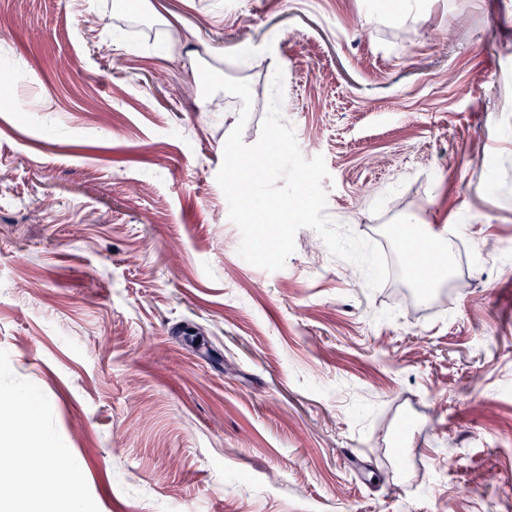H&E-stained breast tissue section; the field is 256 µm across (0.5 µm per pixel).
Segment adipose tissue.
<instances>
[{
    "label": "adipose tissue",
    "instance_id": "ef3b65f1",
    "mask_svg": "<svg viewBox=\"0 0 512 512\" xmlns=\"http://www.w3.org/2000/svg\"><path fill=\"white\" fill-rule=\"evenodd\" d=\"M0 431L23 442L20 453L0 452V512H48L40 489L58 482L66 451L40 434L33 417L0 416Z\"/></svg>",
    "mask_w": 512,
    "mask_h": 512
}]
</instances>
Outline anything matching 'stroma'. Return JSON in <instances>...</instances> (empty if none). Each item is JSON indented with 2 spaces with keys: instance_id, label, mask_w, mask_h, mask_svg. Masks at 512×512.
I'll list each match as a JSON object with an SVG mask.
<instances>
[{
  "instance_id": "obj_1",
  "label": "stroma",
  "mask_w": 512,
  "mask_h": 512,
  "mask_svg": "<svg viewBox=\"0 0 512 512\" xmlns=\"http://www.w3.org/2000/svg\"><path fill=\"white\" fill-rule=\"evenodd\" d=\"M131 9L133 39L116 0H0V400L36 398L79 512H512V0ZM203 64L247 122L183 95ZM278 69L327 219L393 281L310 228L277 271L240 256L216 176ZM408 220L456 231L435 313ZM406 233L407 230L400 232V236H402V238L406 241L404 257L411 263V267L414 268L421 276H423L429 271V269L433 265V255L427 251H423L422 249L425 248L422 245L417 249L416 238L413 237L411 232L407 237H405L404 235Z\"/></svg>"
}]
</instances>
